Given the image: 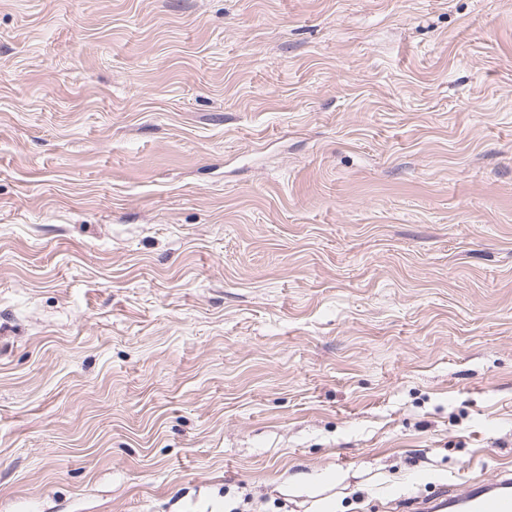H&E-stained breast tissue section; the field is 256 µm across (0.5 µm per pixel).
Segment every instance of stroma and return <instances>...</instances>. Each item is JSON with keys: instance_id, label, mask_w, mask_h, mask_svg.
Returning a JSON list of instances; mask_svg holds the SVG:
<instances>
[{"instance_id": "35a3bbf8", "label": "stroma", "mask_w": 512, "mask_h": 512, "mask_svg": "<svg viewBox=\"0 0 512 512\" xmlns=\"http://www.w3.org/2000/svg\"><path fill=\"white\" fill-rule=\"evenodd\" d=\"M507 469L512 0H0V512Z\"/></svg>"}]
</instances>
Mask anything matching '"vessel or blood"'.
Returning <instances> with one entry per match:
<instances>
[{"instance_id":"b4317fda","label":"vessel or blood","mask_w":512,"mask_h":512,"mask_svg":"<svg viewBox=\"0 0 512 512\" xmlns=\"http://www.w3.org/2000/svg\"><path fill=\"white\" fill-rule=\"evenodd\" d=\"M420 508L422 512H512V472L442 487Z\"/></svg>"}]
</instances>
